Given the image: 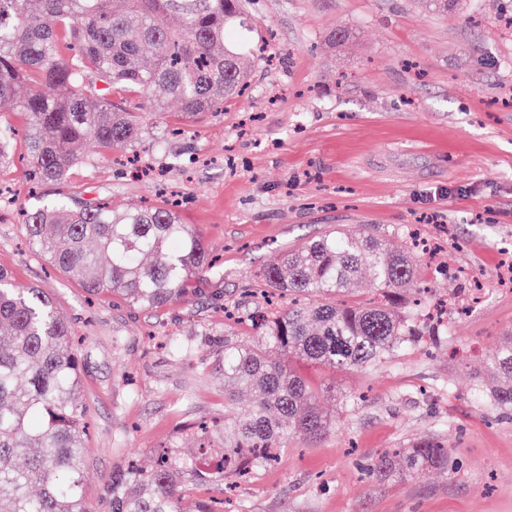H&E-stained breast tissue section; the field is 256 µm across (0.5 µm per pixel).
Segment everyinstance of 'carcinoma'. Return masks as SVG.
Here are the masks:
<instances>
[{"instance_id":"cac0c4a2","label":"carcinoma","mask_w":512,"mask_h":512,"mask_svg":"<svg viewBox=\"0 0 512 512\" xmlns=\"http://www.w3.org/2000/svg\"><path fill=\"white\" fill-rule=\"evenodd\" d=\"M175 14L180 28L163 17ZM243 0H0V112L23 118L22 140L38 183H61L85 140L104 154L159 143L143 105L162 118L222 112L250 81V49L226 39L243 23ZM29 84L20 96V84ZM126 93L122 104L112 92ZM15 133L0 130V164ZM28 240L92 297L120 296L153 310L186 295L188 282L215 262L202 239L167 204L125 208L41 199L21 212ZM418 256L369 233L338 228L293 248L259 273L263 286L288 294L270 313L241 310L256 343L224 335V405L250 395L248 408L219 427H199L194 456L179 439L157 451L152 469L112 475L109 512H178L176 496L207 470L231 489L277 463L290 435L317 439L335 428L324 390L276 360L278 354L330 369L367 368L415 341L403 292ZM370 271L380 299H342ZM73 330L42 288H19L0 268V512H95L85 495L79 363ZM497 384L474 377L479 399L512 411V340L492 358ZM458 468L448 446L421 435L403 452L367 467L386 481L423 470Z\"/></svg>"}]
</instances>
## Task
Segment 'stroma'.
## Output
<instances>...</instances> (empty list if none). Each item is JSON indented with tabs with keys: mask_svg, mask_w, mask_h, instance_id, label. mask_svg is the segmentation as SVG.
<instances>
[{
	"mask_svg": "<svg viewBox=\"0 0 512 512\" xmlns=\"http://www.w3.org/2000/svg\"><path fill=\"white\" fill-rule=\"evenodd\" d=\"M248 22L272 30L270 60L223 112L208 114L151 153L152 174H126L92 144L67 183L33 187L16 147L0 166V268L46 289L76 336L86 424V496L108 512L112 472L180 436L186 425L234 418L224 405V305L257 300L260 269L340 226L409 246L437 240L419 286L448 302L430 350L363 369L295 368L317 388L335 431L288 437L279 464L243 485L226 512H512V412L491 411L473 373L512 338V0H462L445 14L418 0H248ZM349 34L335 43L334 32ZM188 166L169 167L171 155ZM93 165H85V158ZM216 261L186 300L145 311L92 298L36 255L18 219L36 197L142 207L164 191ZM166 328L193 345L182 356L155 341ZM435 434L459 466L390 481L371 459Z\"/></svg>",
	"mask_w": 512,
	"mask_h": 512,
	"instance_id": "35a3bbf8",
	"label": "stroma"
}]
</instances>
